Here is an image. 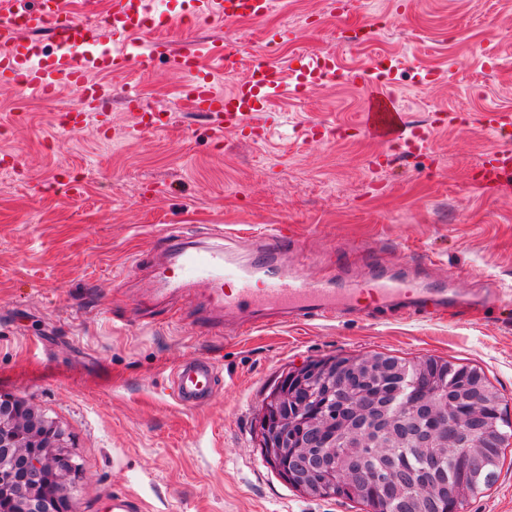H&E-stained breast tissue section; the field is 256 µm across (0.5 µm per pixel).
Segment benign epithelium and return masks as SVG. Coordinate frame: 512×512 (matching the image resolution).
<instances>
[{
    "instance_id": "benign-epithelium-1",
    "label": "benign epithelium",
    "mask_w": 512,
    "mask_h": 512,
    "mask_svg": "<svg viewBox=\"0 0 512 512\" xmlns=\"http://www.w3.org/2000/svg\"><path fill=\"white\" fill-rule=\"evenodd\" d=\"M407 379L410 393L402 408L413 411L406 418L396 413L392 403L378 399L373 392H363L356 399L339 405L349 420L344 433L349 448H359L379 455H387L401 446L408 436L416 445L429 450L428 465H433L439 452L448 449L460 436L469 438L473 448L486 444L485 432L478 427L483 417V396L469 392L468 414L460 416L448 405V395L431 388L418 375ZM425 419L432 424L421 431L415 420ZM371 424L367 431L355 427L353 422ZM293 415L277 418L270 424L274 445L288 446ZM336 447L335 436L322 427H315L298 447L288 452V466L296 471L309 463L311 453L318 448ZM321 476L334 481L342 476L352 483L359 482L364 473L354 462H341L336 452L319 456ZM74 469L71 457L64 450V434L58 425L26 400L9 393H0V502L7 512H73L66 489V478Z\"/></svg>"
}]
</instances>
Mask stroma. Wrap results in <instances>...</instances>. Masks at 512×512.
<instances>
[{
  "instance_id": "obj_1",
  "label": "stroma",
  "mask_w": 512,
  "mask_h": 512,
  "mask_svg": "<svg viewBox=\"0 0 512 512\" xmlns=\"http://www.w3.org/2000/svg\"><path fill=\"white\" fill-rule=\"evenodd\" d=\"M384 14L392 24L370 41L339 39ZM277 28L296 34L274 56L283 67L317 52L343 73L387 64V89L424 127V148L406 157L364 135L330 138L356 127L365 105V90L343 78L276 99L259 138L228 130L220 142L176 99L181 78L162 63L105 76L106 126L67 137L57 114L76 92L46 101L0 83V154L17 156L22 175L0 174V392L62 429L78 464L75 512H97L111 491L135 495L141 512H367L291 487L260 447L259 409L282 373L337 353L477 366L512 420V304L492 298L512 297V196L474 184L488 151L512 150V133L484 124L488 111L512 114V0H346L341 14L331 0H275L263 22H209L168 39L238 38L254 53ZM131 87L143 107L169 109L164 131L124 137ZM59 172L81 180L80 197L44 191ZM273 224L287 225L288 266L309 279L344 286L378 265L490 302L444 318L339 315L235 338L199 328L200 290L157 293L147 259L171 237L225 243L243 260ZM201 356L221 383L208 404L186 408L170 372ZM463 512H512V438L493 485Z\"/></svg>"
}]
</instances>
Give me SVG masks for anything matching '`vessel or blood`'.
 <instances>
[{"label":"vessel or blood","instance_id":"b4317fda","mask_svg":"<svg viewBox=\"0 0 512 512\" xmlns=\"http://www.w3.org/2000/svg\"><path fill=\"white\" fill-rule=\"evenodd\" d=\"M274 0H196L193 17L232 22L265 19ZM176 17L158 10L155 0H113L112 11L101 23L83 24L65 0H34L33 5L0 10V81L18 85L23 92L42 98L60 88H78L96 97L107 86L101 73H121L136 67L152 70L157 61L187 77L184 104L210 116L214 139L223 140L228 129L259 128L271 100L283 90L297 93L322 84L336 68L329 54L302 55L292 60L289 72L268 57L245 67L242 46L230 39L175 48L162 31ZM235 77L231 91L216 87L217 75ZM352 82L367 86L358 130L384 145L418 144L423 135L408 125V117L385 83L364 72ZM168 111L151 113L149 120L127 128L126 136L139 138L164 130ZM477 185L485 193H512V156L500 150L487 154ZM285 235L277 233L255 247L252 261L239 262L222 247L194 248L179 242L162 254L159 284L163 292L181 294L192 282L207 286L200 326L206 332L245 336L269 324L330 319L341 314L370 316L400 308L415 314L439 313L455 305L444 286L422 287L414 276L393 277L373 273L366 281L346 288H329L289 271L283 260ZM217 383L214 364L205 357L181 365L173 395L180 405L201 407ZM138 499L129 493L107 496L99 512H139Z\"/></svg>","mask_w":512,"mask_h":512}]
</instances>
